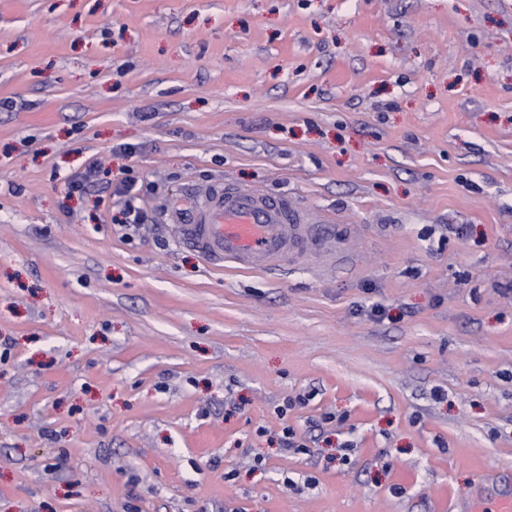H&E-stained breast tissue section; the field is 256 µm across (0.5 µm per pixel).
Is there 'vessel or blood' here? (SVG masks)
<instances>
[{
    "instance_id": "b4317fda",
    "label": "vessel or blood",
    "mask_w": 512,
    "mask_h": 512,
    "mask_svg": "<svg viewBox=\"0 0 512 512\" xmlns=\"http://www.w3.org/2000/svg\"><path fill=\"white\" fill-rule=\"evenodd\" d=\"M184 241L216 268L278 272L330 240L311 213L285 196L272 197L232 183L210 190L189 217L173 212Z\"/></svg>"
}]
</instances>
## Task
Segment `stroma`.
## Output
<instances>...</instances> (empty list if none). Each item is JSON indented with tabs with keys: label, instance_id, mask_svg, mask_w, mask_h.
<instances>
[{
	"label": "stroma",
	"instance_id": "1",
	"mask_svg": "<svg viewBox=\"0 0 512 512\" xmlns=\"http://www.w3.org/2000/svg\"><path fill=\"white\" fill-rule=\"evenodd\" d=\"M226 180L342 261L210 267ZM506 498L512 0H0V512ZM135 184L136 180L134 178L126 179L116 187L114 194L121 199L120 214L123 216L121 223L137 229L141 224H145L149 220V216L139 205V202H137L140 198L136 191L132 193Z\"/></svg>",
	"mask_w": 512,
	"mask_h": 512
}]
</instances>
